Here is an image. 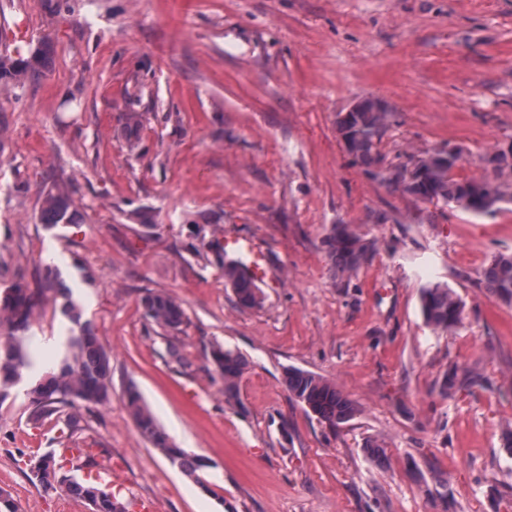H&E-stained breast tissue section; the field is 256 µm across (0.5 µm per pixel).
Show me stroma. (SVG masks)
I'll return each mask as SVG.
<instances>
[{"label":"stroma","mask_w":512,"mask_h":512,"mask_svg":"<svg viewBox=\"0 0 512 512\" xmlns=\"http://www.w3.org/2000/svg\"><path fill=\"white\" fill-rule=\"evenodd\" d=\"M0 17L11 47L51 45L46 77L0 89V287L52 266L112 355L111 400L81 421L80 475L106 473L155 512H512V303L480 285L493 255L512 254V204L477 217L391 191L336 126L379 100L385 163L452 144L455 176L482 175L512 143V0H0ZM53 183L75 187L79 216L48 230L37 187ZM335 224L376 243L343 279L323 244ZM214 236L266 254L261 307L240 308L217 263L194 256ZM430 284L460 297L456 329L425 324ZM149 291L181 303V333L145 318ZM214 342L248 361L239 405L206 369ZM172 344L191 371L169 364ZM288 367L334 382L358 414L332 428L306 413ZM131 385L209 461L214 494L140 434ZM29 413L21 393L0 405V497L90 512L32 484L29 459L61 450L62 427Z\"/></svg>","instance_id":"1"}]
</instances>
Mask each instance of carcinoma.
Listing matches in <instances>:
<instances>
[{"mask_svg":"<svg viewBox=\"0 0 512 512\" xmlns=\"http://www.w3.org/2000/svg\"><path fill=\"white\" fill-rule=\"evenodd\" d=\"M51 48L38 43L24 57L12 51L6 43L0 44V84L16 86L36 81L47 75ZM356 137L351 157L362 167L366 176L377 179L394 192L414 195L418 192L426 201L443 202L474 216L493 215L504 203L512 202V192L501 181L503 171L512 170V152L496 151L499 171L478 178L458 179L452 171L457 165L453 156L444 157L437 149L415 159L413 165L424 170V180L417 190L406 185L401 175L409 168L396 167L393 177H377L375 167L380 161L378 144L390 119V113L379 112L375 101H360L359 109L351 113ZM40 220L48 229L60 224L75 223L76 208L70 193L59 185L42 186L39 190ZM329 259L339 276L350 275L368 263L374 254V242L359 236L348 224H335L325 239ZM210 249L224 275V282L232 289L237 304L245 309L257 308L262 303V291L244 266L229 259L224 244L214 239ZM481 285L486 291L507 303L512 302V254L491 257L481 273ZM59 303V310L70 324L69 335L51 354L45 370L28 382L26 396L30 419L38 422L53 418L67 430L64 439L72 444L82 439L81 411L106 406L112 396L111 354L102 345L91 321L83 318L81 306L72 292L56 278L51 268L33 281L18 280L0 292V404L11 395L14 387L24 381L31 362L27 339L35 316L48 302ZM421 312L427 325L450 331L461 322L462 301L446 285H432L421 289ZM144 316L167 334L179 333L187 324L185 309L170 295L154 291L141 298ZM207 370L224 381V402H238V381L247 361L238 351L213 343L205 352ZM283 383L306 411L319 421L337 427L351 420L358 412L354 401L336 385L313 372L295 367L286 369ZM126 405L142 436L162 450L172 464L192 478L205 492L216 495L205 478L209 468L206 459L191 455L177 447L156 423L133 388L126 392ZM65 456L49 451L35 458L41 478L37 489L48 492L63 483L67 493L82 499L91 512H127L119 494L110 491L100 477L67 478L61 475Z\"/></svg>","mask_w":512,"mask_h":512,"instance_id":"1","label":"carcinoma"}]
</instances>
